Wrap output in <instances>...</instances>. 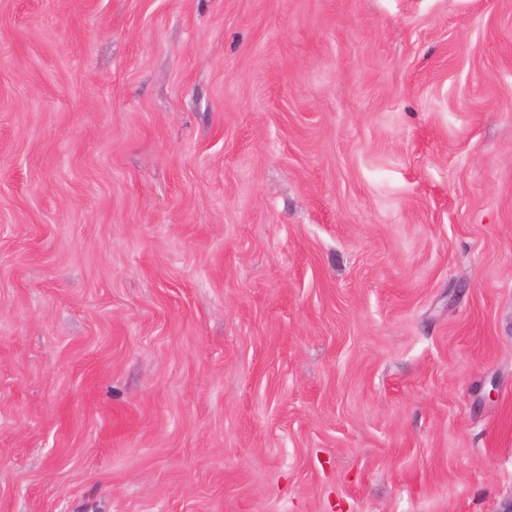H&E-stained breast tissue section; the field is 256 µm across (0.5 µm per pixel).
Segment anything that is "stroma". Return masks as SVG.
Wrapping results in <instances>:
<instances>
[{
    "label": "stroma",
    "instance_id": "stroma-1",
    "mask_svg": "<svg viewBox=\"0 0 512 512\" xmlns=\"http://www.w3.org/2000/svg\"><path fill=\"white\" fill-rule=\"evenodd\" d=\"M512 0H0V512H499Z\"/></svg>",
    "mask_w": 512,
    "mask_h": 512
}]
</instances>
